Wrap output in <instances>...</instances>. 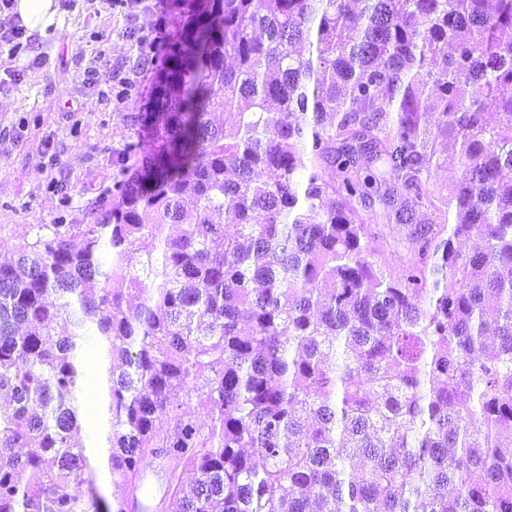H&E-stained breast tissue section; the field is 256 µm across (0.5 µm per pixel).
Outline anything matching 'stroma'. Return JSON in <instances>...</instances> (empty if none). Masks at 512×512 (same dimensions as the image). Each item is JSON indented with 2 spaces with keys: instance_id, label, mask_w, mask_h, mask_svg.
<instances>
[{
  "instance_id": "obj_1",
  "label": "stroma",
  "mask_w": 512,
  "mask_h": 512,
  "mask_svg": "<svg viewBox=\"0 0 512 512\" xmlns=\"http://www.w3.org/2000/svg\"><path fill=\"white\" fill-rule=\"evenodd\" d=\"M127 25L106 0H71L60 22L40 36L43 63L28 56L0 55V78L17 70L21 78L0 90V250L12 249L32 224H87L103 218L101 196L112 184V164L135 129L119 104L84 82L95 36H102L111 62L128 57ZM63 183L66 195L53 191ZM377 232L375 259L399 269L408 258V225L387 221L382 205L363 213Z\"/></svg>"
}]
</instances>
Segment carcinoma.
Here are the masks:
<instances>
[{"label":"carcinoma","instance_id":"obj_1","mask_svg":"<svg viewBox=\"0 0 512 512\" xmlns=\"http://www.w3.org/2000/svg\"><path fill=\"white\" fill-rule=\"evenodd\" d=\"M489 2L169 0L118 204L0 255V512H144L148 456L161 512H512V0ZM376 198L447 237L383 270ZM88 332L110 503L74 440ZM436 150V157L439 159V168L436 170L432 182L435 189L447 193L448 189L459 178L458 170L448 160V157L453 153V148L448 145L447 141L439 140L436 145Z\"/></svg>","mask_w":512,"mask_h":512}]
</instances>
